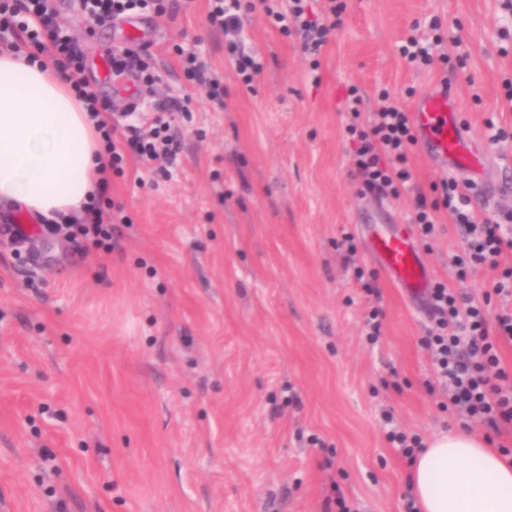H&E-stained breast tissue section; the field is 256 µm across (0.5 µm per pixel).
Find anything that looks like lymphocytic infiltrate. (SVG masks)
I'll list each match as a JSON object with an SVG mask.
<instances>
[{
  "mask_svg": "<svg viewBox=\"0 0 512 512\" xmlns=\"http://www.w3.org/2000/svg\"><path fill=\"white\" fill-rule=\"evenodd\" d=\"M148 7L156 14L171 15L180 5L178 0H79L80 13L99 26ZM342 11L340 0H326V21L311 20L305 16L302 0H291L287 12L276 11L272 17L281 31L292 26L302 30L301 49L314 55L328 44L336 29L334 19ZM0 47L19 54L29 49L51 53L54 63L67 73L91 118H98L102 110L108 109L101 87L85 76L86 54L81 44L57 22L53 0H0ZM148 55L144 46H113L106 50L113 77L134 74L146 83L153 80L146 62ZM360 104V97L352 98L353 122L348 126L357 141L354 174L366 191L398 195L400 186L412 178L407 166V147L416 141L411 116L385 93L367 128L361 129L355 123ZM102 133L107 146L106 165L110 168L122 163L121 149L125 146L145 162L164 161L174 153L173 140L163 122L148 131L127 126L119 142L114 140L111 127H103ZM439 189L434 202L418 205L415 222L421 238L434 235L436 213L446 210L465 239L462 252L452 257L459 277H466L471 269L485 268L495 274L493 294L512 298V267L503 264L512 253V235L505 233L501 224L474 211L472 202L477 193L471 183L449 176L441 179ZM431 309L435 325L423 344L434 357L449 402L467 417L483 420L491 427L502 420L512 422V376L500 365L497 344L501 338L512 343V308L488 316L485 306L439 282L432 290Z\"/></svg>",
  "mask_w": 512,
  "mask_h": 512,
  "instance_id": "1",
  "label": "lymphocytic infiltrate"
}]
</instances>
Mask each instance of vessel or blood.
Returning a JSON list of instances; mask_svg holds the SVG:
<instances>
[{"instance_id":"obj_1","label":"vessel or blood","mask_w":512,"mask_h":512,"mask_svg":"<svg viewBox=\"0 0 512 512\" xmlns=\"http://www.w3.org/2000/svg\"><path fill=\"white\" fill-rule=\"evenodd\" d=\"M422 149L442 164L462 170L480 164L482 156L462 134L455 103L446 91H431L418 102L414 113ZM370 245L383 269L409 295L423 296L431 278L416 240L406 226L393 231L373 230Z\"/></svg>"}]
</instances>
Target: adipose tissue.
I'll use <instances>...</instances> for the list:
<instances>
[{"instance_id": "obj_1", "label": "adipose tissue", "mask_w": 512, "mask_h": 512, "mask_svg": "<svg viewBox=\"0 0 512 512\" xmlns=\"http://www.w3.org/2000/svg\"><path fill=\"white\" fill-rule=\"evenodd\" d=\"M97 128L51 64L0 54V205L39 222L85 212L102 187ZM408 483L418 512H512V458L460 428L434 436Z\"/></svg>"}]
</instances>
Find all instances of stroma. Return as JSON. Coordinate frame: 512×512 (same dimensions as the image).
Listing matches in <instances>:
<instances>
[{
  "label": "stroma",
  "mask_w": 512,
  "mask_h": 512,
  "mask_svg": "<svg viewBox=\"0 0 512 512\" xmlns=\"http://www.w3.org/2000/svg\"><path fill=\"white\" fill-rule=\"evenodd\" d=\"M54 4L85 48L87 79L136 29L156 78L138 112L166 99L188 109L167 115L169 163L129 155L113 172L111 247L34 220L28 239L0 238V512H325L334 491L353 512H405L411 466L390 427L425 443L464 427L512 447L511 423L494 429L449 405L421 344L431 316L369 250L371 226L412 223L417 193L445 171L414 144L417 192H366L351 176L346 109L355 94L369 114L387 92L410 112L427 91L452 89L486 158L458 178L483 180L478 211L505 222L512 0H344L315 56L246 2L239 38L263 64L248 85L229 35L207 22L209 0L103 27L74 0ZM415 36L437 41L430 64L401 55ZM185 49L223 82V102L186 79ZM490 119L505 139L491 140ZM417 246L433 280L501 310L485 296L489 272L458 280L463 238L446 212Z\"/></svg>",
  "instance_id": "1"
}]
</instances>
